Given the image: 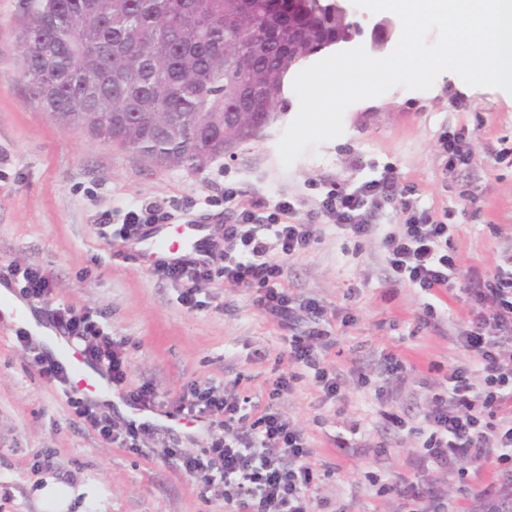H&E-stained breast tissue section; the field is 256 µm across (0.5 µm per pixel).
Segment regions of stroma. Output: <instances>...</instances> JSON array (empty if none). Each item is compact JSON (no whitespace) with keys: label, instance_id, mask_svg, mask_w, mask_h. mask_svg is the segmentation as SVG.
I'll use <instances>...</instances> for the list:
<instances>
[{"label":"stroma","instance_id":"1","mask_svg":"<svg viewBox=\"0 0 512 512\" xmlns=\"http://www.w3.org/2000/svg\"><path fill=\"white\" fill-rule=\"evenodd\" d=\"M381 14L359 9L351 20L360 32L352 46L375 58L396 47L400 25L382 41ZM23 0H0V284L18 293L11 269L37 268L54 285L49 303L24 300L39 324L54 327L57 308L88 310L125 343V388L111 399L87 395L112 420L131 421L123 391L152 383L166 404L191 384L228 388L247 398L250 417L267 405L290 414L306 434L321 479L313 495L321 512H405L402 500L379 488L417 473L409 466L423 443L427 387L470 359L458 343L468 325L461 291L431 301L410 285L386 295L387 275L378 241L327 230L306 252L284 259L283 286L311 296L327 310L337 343L326 361L341 375L344 400L323 402L309 374L290 392L270 399L276 378L289 371L283 330L253 305L255 288L224 280L225 224L236 204L294 202L298 224L316 223L317 208L333 186L353 190L393 168L400 185L416 189L419 206L455 224L452 244L462 268L492 272L512 263V165L496 150L512 147V99L496 88L468 85L442 73L426 91L397 86L347 108L341 136L308 149L283 166L277 149L299 109H288L261 138L240 144L199 171L156 170L87 131L44 112L20 77L18 37ZM464 131L471 158L449 166L441 143ZM235 203H225V189ZM157 203L170 224L194 218L213 225L208 248L210 280L201 282L198 306L183 303L180 288L159 273V263L129 243L103 239L102 226L122 224L130 209ZM435 317L422 324L425 303ZM24 330L0 316V512H41L33 491L45 477L90 485L97 494L85 512H230L223 497L204 492L199 478L172 467L166 451L205 450L215 431L208 422L186 424L156 414L141 448L132 451L100 439L73 419L64 387L46 383L34 355L49 357L43 343L20 347ZM397 352L408 367L402 388L380 401L376 363ZM371 374L360 386L359 373ZM401 415L405 430L391 431L384 412ZM465 512H486L480 492L489 468L465 478L441 474Z\"/></svg>","mask_w":512,"mask_h":512}]
</instances>
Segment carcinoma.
<instances>
[{
    "instance_id": "1",
    "label": "carcinoma",
    "mask_w": 512,
    "mask_h": 512,
    "mask_svg": "<svg viewBox=\"0 0 512 512\" xmlns=\"http://www.w3.org/2000/svg\"><path fill=\"white\" fill-rule=\"evenodd\" d=\"M21 78L53 117L153 168L198 170L274 122L289 76L358 33L326 0H25ZM261 41L229 60L247 33Z\"/></svg>"
}]
</instances>
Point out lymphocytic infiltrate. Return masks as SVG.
I'll use <instances>...</instances> for the list:
<instances>
[{
	"instance_id": "f902f5d3",
	"label": "lymphocytic infiltrate",
	"mask_w": 512,
	"mask_h": 512,
	"mask_svg": "<svg viewBox=\"0 0 512 512\" xmlns=\"http://www.w3.org/2000/svg\"><path fill=\"white\" fill-rule=\"evenodd\" d=\"M400 208L403 224L392 229L372 223L383 205ZM294 203L280 199L273 208L262 203L240 205L235 223L224 227V280L256 287L257 311L288 330V363L312 371L325 401L343 400L336 372L325 365L335 340L322 325L326 308L312 297H295L282 285L284 269L270 258L276 250L301 254L317 242L325 225L356 238L378 239L388 270L387 285L410 284L438 297L456 281L469 305L470 327L459 337L475 366H456L430 397L424 415L427 435L415 468L465 477L468 466H490L495 480L482 494L496 504L504 486L512 485V271L462 270L452 245L455 225L418 207L414 191L399 188L394 171L364 183L358 190L330 189L319 206L324 224H297ZM55 322L83 344L87 361L103 366L113 386L124 387L128 359L124 343L112 336L92 313L57 311ZM74 417L104 441L134 449L146 424H117L89 403L70 397ZM178 414L223 426L203 454L189 456L172 449L168 459L186 473L224 476L221 493L237 512H316L311 495L319 475L305 434L288 416L266 408L248 419L238 393L216 387L190 386L174 403ZM411 505V512H456L443 488L426 479L381 486Z\"/></svg>"
}]
</instances>
